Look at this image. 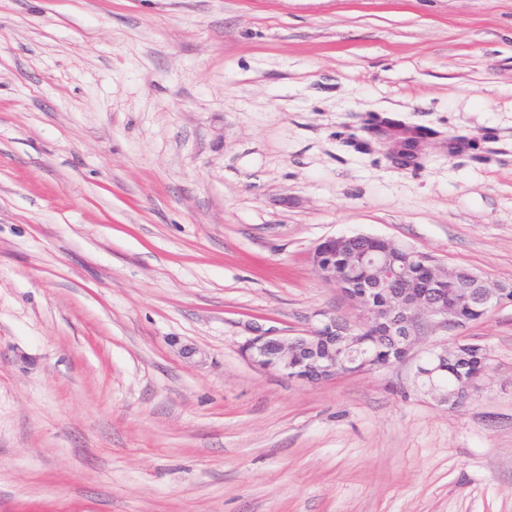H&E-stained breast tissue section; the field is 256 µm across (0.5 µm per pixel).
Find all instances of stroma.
I'll return each mask as SVG.
<instances>
[{
	"label": "stroma",
	"mask_w": 512,
	"mask_h": 512,
	"mask_svg": "<svg viewBox=\"0 0 512 512\" xmlns=\"http://www.w3.org/2000/svg\"><path fill=\"white\" fill-rule=\"evenodd\" d=\"M356 234L512 289V0H0V512H512V302L318 384L241 356L357 318L312 263ZM486 350L482 347H461L458 343L448 348V373L447 382H443L448 389L444 399L448 398V407L457 409L464 406L462 403L453 402L451 395L454 389L460 388L469 378H483L487 366Z\"/></svg>",
	"instance_id": "obj_1"
}]
</instances>
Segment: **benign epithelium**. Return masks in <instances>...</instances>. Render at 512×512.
Segmentation results:
<instances>
[{
	"instance_id": "obj_1",
	"label": "benign epithelium",
	"mask_w": 512,
	"mask_h": 512,
	"mask_svg": "<svg viewBox=\"0 0 512 512\" xmlns=\"http://www.w3.org/2000/svg\"><path fill=\"white\" fill-rule=\"evenodd\" d=\"M321 247H316L313 255L317 256L315 269L322 282L336 289H341L336 280V266L322 261ZM378 288L367 287L356 295H347L353 307L359 311V319L350 321L333 313L321 311L317 313V324L298 336H278L276 332L264 330L253 326L255 336L249 338L241 348L243 356L256 369L260 371H275L290 380H299L307 383H319L336 378V359H311L305 364L303 374H292V367L288 362V350L301 352L313 347L317 340L318 331L331 336L340 337V350L345 351L353 345L358 330L371 317L378 314L379 306L376 304ZM512 290L509 288H491L486 281L477 274L468 276V287L462 288L459 294L465 301H474L480 306L482 314H487L496 308L502 300L509 297ZM446 328H462L467 321L460 317L448 318V306L443 300L431 293L424 292L412 299L406 295L389 296L385 307L383 330L385 336L398 344L401 350L400 359H405L412 345L419 335L423 321ZM445 355L439 354L418 367L417 375L430 379L432 390L438 385L433 381L434 375L445 371Z\"/></svg>"
}]
</instances>
